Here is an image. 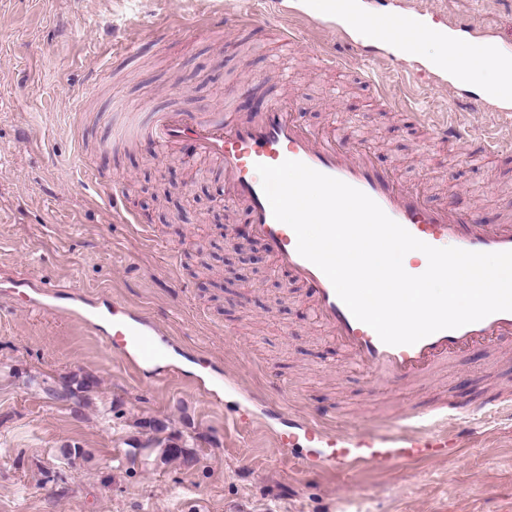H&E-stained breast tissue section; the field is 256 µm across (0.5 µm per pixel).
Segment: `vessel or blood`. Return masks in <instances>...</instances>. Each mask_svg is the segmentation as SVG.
<instances>
[{
    "instance_id": "1",
    "label": "vessel or blood",
    "mask_w": 512,
    "mask_h": 512,
    "mask_svg": "<svg viewBox=\"0 0 512 512\" xmlns=\"http://www.w3.org/2000/svg\"><path fill=\"white\" fill-rule=\"evenodd\" d=\"M313 3L314 17L336 20L351 12L356 0ZM368 24L377 43L387 46L394 41L398 21L391 13L373 14ZM133 135L146 136L169 150L193 141L199 157L222 166L225 201L249 210L255 234L267 242L279 267L304 285L317 322L357 366L380 379L397 382L425 376L475 343L512 346L511 311L437 331L412 345L384 343L370 326L354 317L322 270L298 253L296 234L274 218L256 167L286 160L302 162L361 190L415 238L439 248L512 251V215L490 226L476 213L459 210L451 203L430 204L420 191L403 187L393 172L377 167L370 152L348 144L338 133L312 131L282 102L270 104L245 124L225 119L220 112H156L145 125L117 126L114 140L120 143ZM85 323L101 332L106 345L137 373L169 358V347L158 340L152 321L111 293H103L93 304ZM475 414V408L442 401L407 408L399 425L389 431L359 428L333 433L313 422L292 420L273 436L283 450L300 443L318 449L325 469L396 467L423 457H451L458 448L478 443L481 434L474 425ZM438 418L453 421V428H433Z\"/></svg>"
}]
</instances>
